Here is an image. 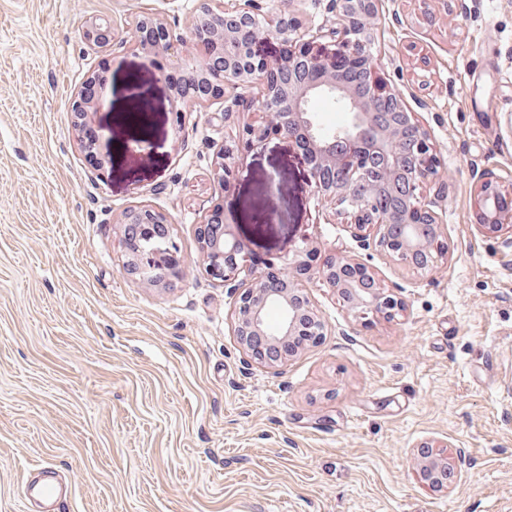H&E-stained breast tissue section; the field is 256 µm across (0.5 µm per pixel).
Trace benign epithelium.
I'll use <instances>...</instances> for the list:
<instances>
[{
  "label": "benign epithelium",
  "instance_id": "1",
  "mask_svg": "<svg viewBox=\"0 0 512 512\" xmlns=\"http://www.w3.org/2000/svg\"><path fill=\"white\" fill-rule=\"evenodd\" d=\"M377 2L328 0L336 26L313 32L301 29L290 14L280 13L270 23L278 55L269 57L254 39L245 47L243 63L238 61L239 33L265 13L254 0L220 12L203 7L189 28L190 38L202 54L176 59L174 67L184 73V85L173 95L171 111L181 118L195 105L222 96L228 112L239 106L237 91L258 89L247 109L254 118L242 121L235 132L224 137L213 157V179L222 193L227 196L231 192L244 153L279 138L299 155L314 194L334 201L337 215L355 230V238L365 245L375 243L394 261L424 275L447 254L440 240L435 202L423 194V187L436 173L439 157L417 113L409 111L387 79L368 66ZM135 31L136 51L149 63L161 55L174 56L172 35L157 15L142 14ZM88 36L94 45L104 47L112 43L115 34L108 23L94 21ZM330 92L336 94V107L347 111L345 125L333 134L322 130L310 110L312 100ZM378 100L391 102L403 123L377 111ZM106 106H112L107 89L91 97L87 86L79 88L71 108L76 129L93 124L95 115ZM144 107L150 116L145 122L125 125L120 133L112 125L99 129L95 149L102 163L112 162L118 150L132 163L138 153L152 147L151 100H145ZM405 123L413 127L416 139L415 153L408 162L401 151ZM370 156L380 159L387 170L386 188L407 208L398 219V247L391 242L393 220L382 209L377 193L361 191L355 182L366 176L363 159ZM475 178L479 231L488 236L512 233V208L504 202L500 179L489 170L476 172ZM240 220L238 212L217 202L196 225V235L207 275L232 283L238 290L234 335L254 363L276 366L295 356L301 346L321 342L326 323L303 285L312 274L365 325L393 320L405 311V300L384 288L373 269L355 260H321L318 246L305 236L292 253L268 258L263 268L251 265L250 255L233 231ZM120 226L127 275L148 286L174 285L182 280L180 248L165 214L149 206H134L122 214ZM154 236L163 240V247L146 250L138 246V238ZM284 266L291 269L287 277L280 274ZM243 272L246 281L236 283ZM413 467L420 482L433 492H446L464 478V471L449 462L448 451L430 442L417 445Z\"/></svg>",
  "mask_w": 512,
  "mask_h": 512
}]
</instances>
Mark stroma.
I'll list each match as a JSON object with an SVG mask.
<instances>
[{"mask_svg": "<svg viewBox=\"0 0 512 512\" xmlns=\"http://www.w3.org/2000/svg\"><path fill=\"white\" fill-rule=\"evenodd\" d=\"M223 2L0 0V512H36L21 486L47 463L69 487L61 512H512V235L484 236L472 208L474 167L512 183V0H479L472 20L459 0L378 2L372 65L440 158L426 194L448 253L421 276L360 248L279 140L245 153L221 197L212 160L238 115L216 99L176 119L132 29L154 12L193 55V15ZM256 3L334 24L327 0ZM96 18L118 42L87 40ZM103 67L116 86L154 81V145L132 164L98 167L78 144L70 101ZM271 179L280 220L234 227L252 258L309 236L406 310L365 326L311 278L323 341L267 368L238 346L237 294L207 276L195 226ZM143 204L173 223L176 285L123 270L118 221ZM423 441L463 458L448 492L417 480Z\"/></svg>", "mask_w": 512, "mask_h": 512, "instance_id": "obj_1", "label": "stroma"}]
</instances>
